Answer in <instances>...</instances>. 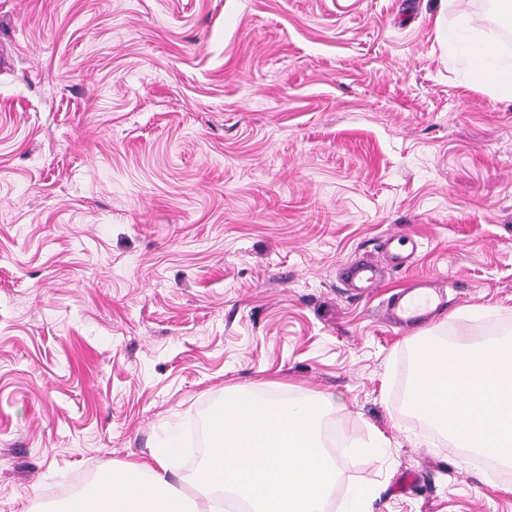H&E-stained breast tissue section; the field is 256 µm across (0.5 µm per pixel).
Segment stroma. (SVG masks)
<instances>
[{
	"label": "stroma",
	"mask_w": 512,
	"mask_h": 512,
	"mask_svg": "<svg viewBox=\"0 0 512 512\" xmlns=\"http://www.w3.org/2000/svg\"><path fill=\"white\" fill-rule=\"evenodd\" d=\"M482 0H0V512H58L238 387L330 396L338 478L372 512H512V467L403 393L418 342L512 331V105L462 42ZM409 235L390 289L339 270ZM381 444L378 454L366 446ZM439 288H442V286L438 280L423 279L392 297L388 301V309L393 320L400 325H407L428 319L440 304L431 308L433 303L431 294L414 295V292L417 290H428L438 300Z\"/></svg>",
	"instance_id": "stroma-1"
}]
</instances>
